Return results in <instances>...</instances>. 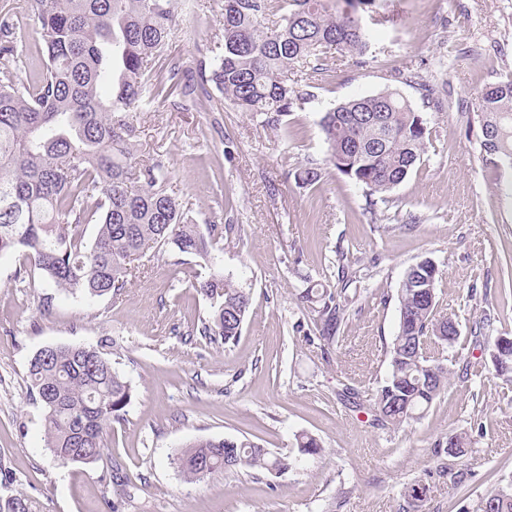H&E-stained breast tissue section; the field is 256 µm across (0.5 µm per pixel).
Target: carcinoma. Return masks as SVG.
<instances>
[{"instance_id":"carcinoma-1","label":"carcinoma","mask_w":512,"mask_h":512,"mask_svg":"<svg viewBox=\"0 0 512 512\" xmlns=\"http://www.w3.org/2000/svg\"><path fill=\"white\" fill-rule=\"evenodd\" d=\"M362 0H224L221 37L208 61L207 81L242 112L278 126L281 117L311 100V84L340 69L343 58L363 63L369 30L358 24ZM39 37L29 38L22 19ZM178 0H26L0 6V257L21 251L43 282L88 299L119 297L140 259L164 247L195 255L210 272L191 283L209 303L195 333L224 344L240 336L250 294L217 267L213 241L235 225L198 229L191 210L168 192L160 160L144 164L134 118L147 98L164 91L153 68L180 23ZM296 70L301 79H290ZM169 93H196L192 79L173 69ZM481 150L512 168V76L476 96ZM319 125L336 170L382 200L435 147L423 116L396 89L335 104ZM303 185L321 179L303 166ZM98 225L85 239V226ZM438 266L422 260L406 272L399 323L389 346L390 371L373 401L377 421L400 427L425 417L448 390L450 372L439 347L459 336L455 323L436 318ZM320 340L330 345L344 319L347 289L307 288L299 294ZM512 383V348L492 358ZM30 385L46 414L47 447L62 465L92 464L105 449L104 432L131 402V384L90 346H48L28 367ZM301 455L322 451L306 433L295 436ZM191 482L242 470H286L250 439L197 440L172 458ZM479 512H512V487L489 492Z\"/></svg>"}]
</instances>
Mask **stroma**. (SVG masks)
<instances>
[{
  "mask_svg": "<svg viewBox=\"0 0 512 512\" xmlns=\"http://www.w3.org/2000/svg\"><path fill=\"white\" fill-rule=\"evenodd\" d=\"M194 4L155 82L174 68L198 78L220 35L221 0ZM358 14L377 26L366 65L323 75L312 101L279 127L210 84L190 99L157 97L137 116L140 159L165 163L170 192L200 231L239 227L219 243L225 273L251 296L235 343L192 333L207 310L192 286L203 272L197 257L169 249L137 260L117 299L28 285L25 257H0V469L9 476L0 505L17 496L29 512H477L498 480H512V385L475 342L512 336V300L500 290L512 200L499 191L512 168L486 163L476 117L478 91L512 74V0H372ZM398 68L435 88L429 101L414 84L397 86L438 138L385 203L329 162L319 119L382 91ZM301 164L318 167L320 181L299 185ZM425 258L443 271L436 315L460 332L442 353L457 377L419 422L381 426L370 397L389 371L400 284ZM345 272L360 297L324 350L298 295L342 288ZM68 345L98 348L133 390L92 465L55 461L28 380L38 350ZM463 431L470 445L459 462L445 448ZM299 432L324 450L281 472L190 483L171 460L191 441L243 436L292 456ZM414 483L427 493L410 503Z\"/></svg>",
  "mask_w": 512,
  "mask_h": 512,
  "instance_id": "obj_1",
  "label": "stroma"
}]
</instances>
